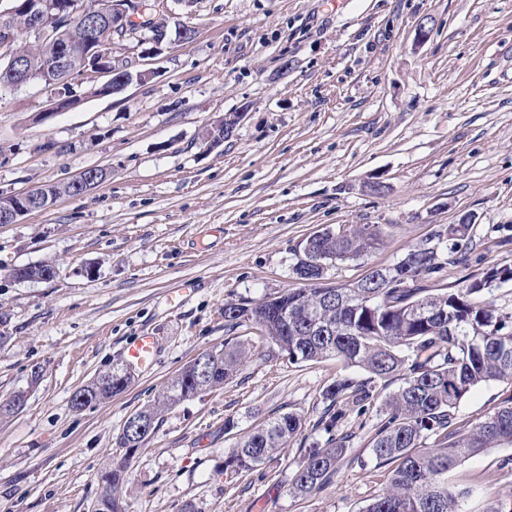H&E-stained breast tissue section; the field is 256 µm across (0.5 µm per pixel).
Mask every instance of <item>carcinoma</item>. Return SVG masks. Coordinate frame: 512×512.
I'll use <instances>...</instances> for the list:
<instances>
[{
  "label": "carcinoma",
  "mask_w": 512,
  "mask_h": 512,
  "mask_svg": "<svg viewBox=\"0 0 512 512\" xmlns=\"http://www.w3.org/2000/svg\"><path fill=\"white\" fill-rule=\"evenodd\" d=\"M72 33L81 35L95 23L79 4L66 0ZM40 80L59 75L44 71L54 52L51 40L16 44ZM461 237L448 239V263L469 242L467 225ZM382 238L378 224L325 230L309 249L325 263L364 255ZM436 247L419 244L397 263L379 267L346 288L288 289L252 304H224V321L234 327L250 320L265 340L287 357L288 363L336 358L357 367L372 379L400 378L402 385L382 404L385 418L369 439L377 469H388V488L362 512H459L468 491L448 483V471L489 448L512 445V394L493 412L462 431L454 427V411L475 386L512 383V315L473 301L496 284L512 281V267H492L461 288L432 294L414 283L421 275L440 271ZM237 344L206 353L204 363L191 362L171 380L165 392L138 414L157 423L165 409L199 392L224 385L243 360ZM131 374L114 367L86 385L87 398H71L83 410L122 392ZM319 421L327 434L324 443L304 449L289 480V493L305 497L327 485L349 449V437L334 432L349 406L362 415L375 403L372 387L344 376L329 384ZM302 418L284 412L237 440L224 459V473L238 476L262 465L278 449L301 434ZM128 454L112 460L102 475L107 492L101 501L107 512H125L121 497Z\"/></svg>",
  "instance_id": "1"
}]
</instances>
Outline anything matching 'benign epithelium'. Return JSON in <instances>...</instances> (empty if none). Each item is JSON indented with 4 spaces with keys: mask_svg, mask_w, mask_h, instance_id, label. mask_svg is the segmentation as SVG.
I'll return each instance as SVG.
<instances>
[{
    "mask_svg": "<svg viewBox=\"0 0 512 512\" xmlns=\"http://www.w3.org/2000/svg\"><path fill=\"white\" fill-rule=\"evenodd\" d=\"M20 12L30 21L27 31L40 38L52 37L55 53L51 57L48 67L62 74L59 82L54 84V88L57 89V97L53 100L52 106L49 111L38 114V120L41 122L57 112L66 111L79 105V101L72 98L70 91L63 88V85L74 78V75L67 70V66L70 65L76 47L79 48L83 60H91L95 63L98 72L109 75V79L102 84L100 89L96 90L98 97H104L111 93L117 94L130 83L134 81L143 83L152 75L150 70H141L133 74L125 68L113 66L112 56L102 51L100 41L94 36L85 35L76 45L69 35V30H48L47 25L64 14L63 0H25L19 7L13 5L6 9L4 14L14 17ZM86 12L96 15L99 21L114 32H127L138 22V14L143 12V7L133 4V0H97L95 5L87 7ZM15 39L16 35L12 27L7 25L0 29V49L9 56L14 84L19 85L33 80L34 74L30 71L25 56L13 48ZM238 119L239 114L235 112L223 116L211 125L212 135L208 139V147L215 148L224 143L225 136L232 131ZM100 172L102 175L97 177L95 173L85 170L70 179V183L76 189L86 192L103 182L111 174V171L106 168L100 169ZM53 204L54 200L48 198L46 194L36 195L29 190L0 195V224H14L19 217L40 208L46 210Z\"/></svg>",
    "mask_w": 512,
    "mask_h": 512,
    "instance_id": "obj_1",
    "label": "benign epithelium"
}]
</instances>
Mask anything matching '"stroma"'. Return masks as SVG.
I'll return each mask as SVG.
<instances>
[{
  "label": "stroma",
  "mask_w": 512,
  "mask_h": 512,
  "mask_svg": "<svg viewBox=\"0 0 512 512\" xmlns=\"http://www.w3.org/2000/svg\"><path fill=\"white\" fill-rule=\"evenodd\" d=\"M153 2L157 16L197 34L151 54L136 39L116 42L114 63L152 70L148 82L91 97L104 77L84 72L74 83L82 103L43 122L52 88L0 87V193L112 170L81 197L0 225V403L28 394L0 420V512H93L127 418L232 335L246 355L233 378L171 406L130 456L126 512H362L386 489L367 467L379 407L340 419L354 438L326 487L297 498L288 479L302 447L326 438L325 388L364 372L337 359L288 363L255 323L228 328L224 304L301 287L294 267L306 240L352 224L385 233L368 255L328 267L339 288L413 245L437 244L465 213L475 222L463 260L418 287L459 288L512 265V0ZM422 21L430 36L419 46ZM233 112V136L207 148L204 130ZM375 178L384 192L365 190ZM33 264L58 274L13 278ZM143 334L156 339L152 366L132 369L120 394L73 410L72 393L125 365ZM509 393L502 382L478 385L457 425ZM283 412L302 417L301 435L225 476L227 448ZM448 480L470 490L461 512H512V446L470 457Z\"/></svg>",
  "instance_id": "1"
}]
</instances>
